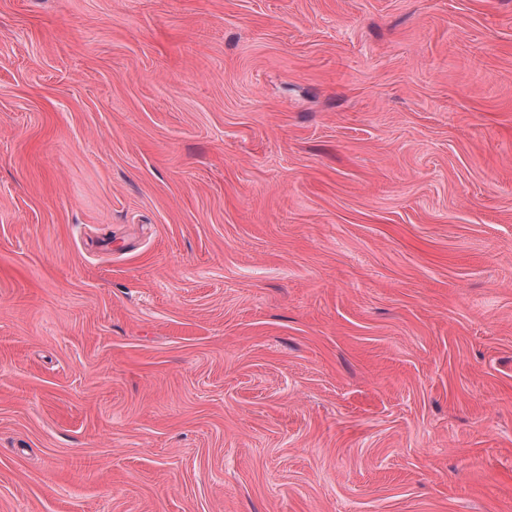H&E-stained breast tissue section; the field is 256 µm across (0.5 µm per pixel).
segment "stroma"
<instances>
[{"label":"stroma","instance_id":"1","mask_svg":"<svg viewBox=\"0 0 512 512\" xmlns=\"http://www.w3.org/2000/svg\"><path fill=\"white\" fill-rule=\"evenodd\" d=\"M0 512H512V0H0Z\"/></svg>","mask_w":512,"mask_h":512}]
</instances>
